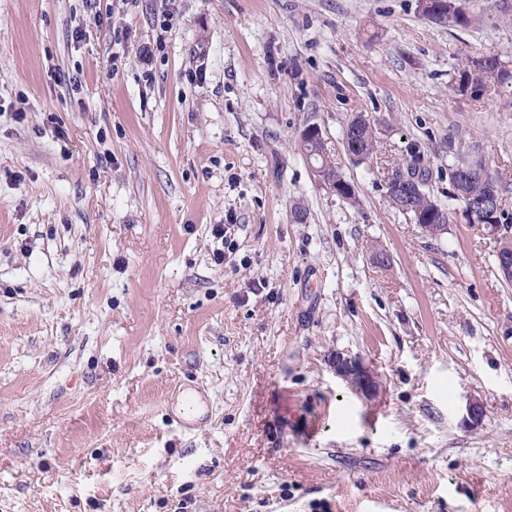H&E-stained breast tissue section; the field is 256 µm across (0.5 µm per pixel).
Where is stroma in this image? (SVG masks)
<instances>
[{"label":"stroma","mask_w":512,"mask_h":512,"mask_svg":"<svg viewBox=\"0 0 512 512\" xmlns=\"http://www.w3.org/2000/svg\"><path fill=\"white\" fill-rule=\"evenodd\" d=\"M462 4L0 0V512H512V284L449 179L512 209V83L452 91L512 70V0ZM413 162L436 237L386 193ZM441 1L446 3H441ZM459 2L458 0H436L434 9L431 8L432 0H422L421 3L423 10L430 11L432 9V12H424L429 20L435 23L466 28L473 23L474 19L464 10ZM487 61L489 64H487ZM482 62L484 63L482 64ZM499 64L501 62L496 57L468 56L464 58L456 67L454 90L464 95L468 90L476 92L479 89H484L486 80L489 78L497 79L501 83L509 81L512 75L505 66L499 67L496 76L491 73L493 65L498 66ZM356 117L357 116H354L346 124L343 130V139L346 137L350 138L351 142L353 143L349 144L348 140H345V150L351 158L360 161V156L356 153L357 145L362 159H368L376 151L377 138L374 122L370 123V121H357ZM351 147L354 149V151L351 150ZM320 134H321V130L317 125H314V124L307 125L301 133L302 138H305L307 140L300 139V141H299V146H300L301 151L307 156V158L314 165H318V166L324 165V167L326 168V171H327L326 172L327 179L330 182H334V183L336 182L339 184H343V185H336V184L332 185L331 183H329V181H327V180L325 181V179H323L324 172H325L324 168L323 167H314V171L317 174L318 178L322 182L326 183V185L332 191L336 192V194H338V195H340V193H347L349 191V188L344 185H348V186L352 187L353 191L348 195H344V197L347 200L355 199L354 187L336 169L335 165L329 158V155L325 151L323 140L320 138L313 139L314 137H318V135L320 136ZM336 374L350 382L356 393L370 396L378 387V382L371 369L360 360L336 354L334 362Z\"/></svg>","instance_id":"35a3bbf8"}]
</instances>
